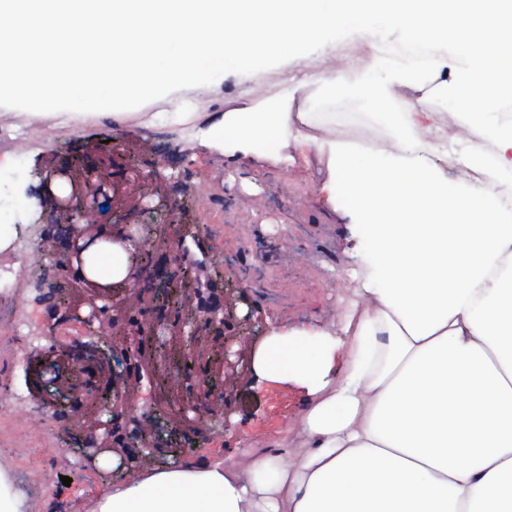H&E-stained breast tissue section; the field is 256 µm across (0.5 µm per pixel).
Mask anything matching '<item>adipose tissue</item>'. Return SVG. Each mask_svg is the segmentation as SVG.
Instances as JSON below:
<instances>
[{"instance_id": "ef3b65f1", "label": "adipose tissue", "mask_w": 512, "mask_h": 512, "mask_svg": "<svg viewBox=\"0 0 512 512\" xmlns=\"http://www.w3.org/2000/svg\"><path fill=\"white\" fill-rule=\"evenodd\" d=\"M479 0H56L30 10L0 0V106L27 104L25 127L116 126L128 105L163 95L164 123L225 163H326L319 186L356 228L367 273L333 326H272L252 358L257 382L307 395L312 446L246 469L222 462L145 470L101 489L90 512H512V122L490 90L512 78V26L484 13L494 45L467 31ZM399 32L435 44L427 59L384 51L363 78L321 69L336 34ZM46 47L41 67L17 41ZM301 61L310 81L376 110L397 150L317 139L292 94L212 113L195 128L189 95L226 76L270 78ZM451 68L440 92L471 130L465 154L440 137L427 101L392 105L395 87ZM475 172L452 180L453 156ZM83 273L107 286L129 275L128 248L91 246Z\"/></svg>"}]
</instances>
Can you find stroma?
I'll list each match as a JSON object with an SVG mask.
<instances>
[{"instance_id":"stroma-1","label":"stroma","mask_w":512,"mask_h":512,"mask_svg":"<svg viewBox=\"0 0 512 512\" xmlns=\"http://www.w3.org/2000/svg\"><path fill=\"white\" fill-rule=\"evenodd\" d=\"M341 43V49L325 51V69L360 80L372 53L356 35ZM274 66L277 74L271 80L246 73L228 76L219 93L221 111L286 91L294 92L295 105L310 112L331 99V92L319 85L299 88L302 67L297 62L278 59ZM51 134L56 142L49 149L35 148L17 158L11 177L0 180V198L12 199L16 181L44 194L56 192L61 183L90 199L107 194L105 208L90 210L95 228L109 230L112 213L119 209L129 223H153L148 250L158 260L178 239L201 237L205 268L189 267L182 287L167 292L164 301L183 316L196 315L194 294L202 274L224 292V332L207 336L200 349L201 362L211 369L206 402L224 427L211 430L191 411L198 378L185 374L183 350L172 326L157 321L155 303L136 302L132 290L122 285L102 299L96 289L84 287L75 271L50 272V284L63 286L69 302L64 316L36 305L41 328H52V336L40 341L25 368L15 365L12 343L0 340V387L6 396L25 403L43 398L45 382L53 379L65 407L63 415L51 416L48 432L31 417L18 428L0 426L1 465L14 467L16 451H41L42 466L24 481L28 512H88L101 487L128 478L134 469L220 460L241 470L250 458L281 442L293 454L306 452L309 439L298 428L304 393L290 385L256 386L252 357L271 325L339 323L352 294L350 272L363 267L349 231L332 222L317 195L324 164L315 160L306 170L269 164L228 168L223 161L193 156L182 131L141 119L115 129L92 123L81 130L55 127ZM75 159L109 167V185L101 190L85 186L79 171L68 167ZM173 201L178 207L171 212L167 206ZM95 306L102 310L95 326L111 335L115 347L145 342L146 368L131 376L123 392L127 413L119 422L121 431L145 435L149 425L140 416L151 409L179 434L175 451L134 461L129 470H114L108 457L88 459L82 447L68 441L74 429L95 428L97 396L69 391L74 369L60 359L70 344L64 330ZM159 338L166 340L165 348H156ZM66 476L71 479L67 486L62 483Z\"/></svg>"}]
</instances>
